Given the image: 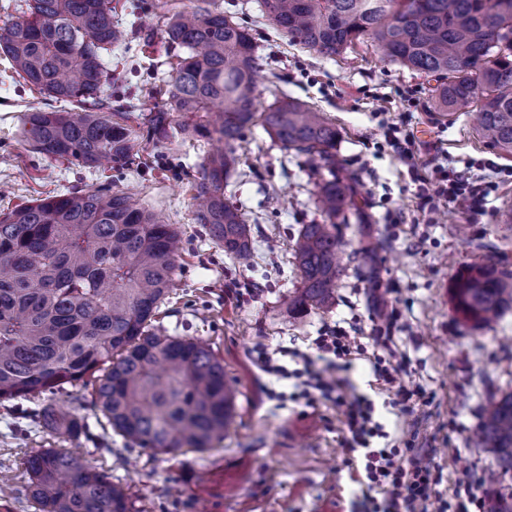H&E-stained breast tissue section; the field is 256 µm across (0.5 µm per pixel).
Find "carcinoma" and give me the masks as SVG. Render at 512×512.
<instances>
[{"instance_id":"carcinoma-1","label":"carcinoma","mask_w":512,"mask_h":512,"mask_svg":"<svg viewBox=\"0 0 512 512\" xmlns=\"http://www.w3.org/2000/svg\"><path fill=\"white\" fill-rule=\"evenodd\" d=\"M260 8L274 30L323 58L371 39L389 60L437 82V111L480 103L477 131L512 155V0H260ZM163 24L169 47L185 55L162 106L114 112L103 98L108 55L129 36L112 22L110 0H27L23 17L0 25V57L61 106L27 110L22 140L50 161L120 170L135 165L144 142L217 137L224 147L203 157L192 178L195 221L246 265L251 229L224 199V183L244 131L261 123L284 150L319 160L322 220L302 225L296 238L300 286L288 311L301 318L328 308L346 271L341 225L357 207L359 184L336 161L339 130L294 98L257 107L254 39L215 0H188ZM180 244L175 225L110 185L0 211V402L44 396L43 428L78 439L84 418L54 396L66 384L90 385L94 407L132 447L175 454L223 442L234 400L224 364L197 339L154 325ZM451 300L459 320L486 327L512 310V270L493 260L468 266ZM478 440L495 458L492 481L512 477L511 388L489 398ZM26 473L39 512H134L123 485L66 448L35 451ZM486 512H512V492H495Z\"/></svg>"}]
</instances>
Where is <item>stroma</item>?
Instances as JSON below:
<instances>
[{
    "mask_svg": "<svg viewBox=\"0 0 512 512\" xmlns=\"http://www.w3.org/2000/svg\"><path fill=\"white\" fill-rule=\"evenodd\" d=\"M137 2L112 0V19L132 42L113 48L112 83L104 88L136 99L162 87L176 61L158 12ZM218 2L255 38L262 105L293 97L325 112L339 128L336 158L360 179L359 218L344 227V239L348 250L370 246L377 256L350 261L329 309L293 318L283 303L299 285L292 245L302 225L320 219L316 176L305 157L283 150L262 127L244 131L239 166L224 188L255 239L253 261L242 266L193 219L189 181L209 143L145 146L138 167L125 172L48 161L20 136L23 113L45 98L12 77L0 59V211L109 183L176 225L182 253L155 324L168 335L208 344L237 395L232 428L221 444L204 453L164 455L128 449L95 413L91 388H67L62 401L88 425L76 444L79 454L128 487L140 512H359L367 487L357 480L361 461L346 445L344 406L292 399V381L264 374L252 356L260 345L307 348L327 327L371 335L395 308L401 317L393 334L410 358L424 402L407 413L385 407L386 396L374 389L372 367L363 358L354 360L349 378L374 401L389 442H412L431 460L439 479L433 507L453 501L456 489L468 483L476 496L470 512H485L484 477L496 463L472 436L487 399L512 382V311L488 328H470L459 321L450 289L467 265L493 259L512 268V229L497 221L512 202V156L477 135L478 104L446 116L431 111L432 78L389 61L373 43L320 58L267 25L258 0ZM394 126L411 134L412 160L386 142L384 133ZM411 164L426 179L433 165L442 164L492 182L480 220L472 221L467 206L453 200L419 209V186L406 175ZM372 277L378 287H369ZM41 404L38 397L0 404V487L9 491L0 512H38L23 492L25 459L61 445L35 423Z\"/></svg>",
    "mask_w": 512,
    "mask_h": 512,
    "instance_id": "stroma-1",
    "label": "stroma"
}]
</instances>
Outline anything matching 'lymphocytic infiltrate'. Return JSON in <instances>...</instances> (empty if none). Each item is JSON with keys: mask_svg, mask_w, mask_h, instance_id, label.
Masks as SVG:
<instances>
[{"mask_svg": "<svg viewBox=\"0 0 512 512\" xmlns=\"http://www.w3.org/2000/svg\"><path fill=\"white\" fill-rule=\"evenodd\" d=\"M484 188L453 168H440L434 184L422 187L424 205L434 207L441 200L463 198L476 207ZM295 362L287 369L268 349H260L257 364L270 375L298 380L303 398H323L346 407V429L352 449L363 452L365 477L382 491L381 498L365 497L362 512H429V502L438 483L433 465L416 449L376 448L372 441L384 437L382 424L373 417L374 407L363 396H346L343 371L358 357L368 358L375 378L390 395V404L399 411H409L424 398L421 388L408 376L406 355L392 346L391 337L375 328L368 340L350 335L342 328L324 330L311 351L285 349L284 355Z\"/></svg>", "mask_w": 512, "mask_h": 512, "instance_id": "obj_1", "label": "lymphocytic infiltrate"}]
</instances>
